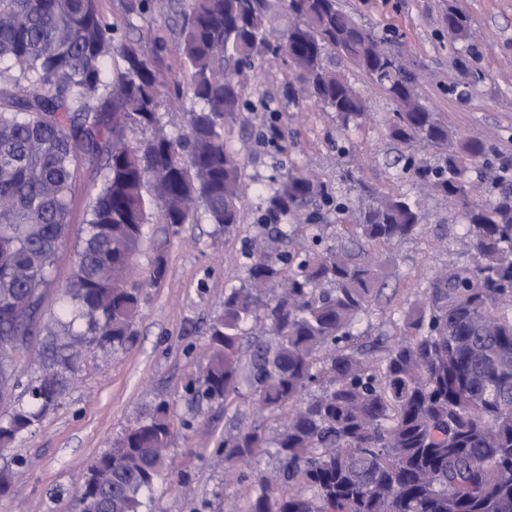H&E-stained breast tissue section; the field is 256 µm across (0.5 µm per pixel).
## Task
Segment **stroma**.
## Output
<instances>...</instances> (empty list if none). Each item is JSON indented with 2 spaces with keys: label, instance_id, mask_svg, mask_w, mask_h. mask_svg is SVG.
<instances>
[{
  "label": "stroma",
  "instance_id": "1",
  "mask_svg": "<svg viewBox=\"0 0 512 512\" xmlns=\"http://www.w3.org/2000/svg\"><path fill=\"white\" fill-rule=\"evenodd\" d=\"M339 5L379 38L402 46L420 94L443 123L461 137L488 142L498 158L512 161V0H339ZM452 11L466 18L471 41L451 43ZM324 63L363 94L369 120L340 135L334 112L310 102L295 105L283 66L248 81L246 100H265L276 111L283 138L274 146L261 144L260 112L233 131L230 144L245 162L242 223L227 232L202 219L172 237L166 277L160 287L143 290L136 334L126 349L88 353L60 407L0 450V468L17 467L9 494L0 496V512H78V488L89 462L162 400L191 427L171 449L169 467L143 493L142 512H240L239 488L225 482L224 465L212 450L232 426L259 425L269 433L275 426L250 410L236 418L216 404L188 403L183 386L195 370L193 352L204 348L212 320L223 311L225 288L246 279L260 188L285 164L306 167L333 184L354 158L368 186L415 191L413 183L396 178L394 163L405 148L386 133L391 99L336 50L326 51ZM95 175L94 166H85L76 186L71 235L59 248L55 281L45 290L43 325L54 324L64 302ZM423 212L420 235L387 252L384 295L357 326L362 343L384 338L417 283L467 256L460 214L438 196L426 198Z\"/></svg>",
  "mask_w": 512,
  "mask_h": 512
}]
</instances>
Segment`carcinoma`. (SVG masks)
<instances>
[{"mask_svg": "<svg viewBox=\"0 0 512 512\" xmlns=\"http://www.w3.org/2000/svg\"><path fill=\"white\" fill-rule=\"evenodd\" d=\"M274 2L122 0L126 19L179 18L182 85L160 65L167 37L151 28L127 37L101 0H0V397L20 386L28 396L0 419V446L60 405L85 353L115 352L134 336L141 291L167 270V238L152 241V264L137 269L150 211L168 235L202 215L226 230L240 223L244 164L227 134L257 111L244 100L247 72L281 56L290 93L336 112L345 135L362 126V94L323 64L332 47L393 101L388 136L438 156L436 165L406 156L398 171L463 212L468 259L428 279L392 342L359 344L355 326L382 293L379 251L417 236L423 212L346 168L340 181L371 198L350 218L327 183L291 166L258 210L266 248L250 255L246 283L224 292L185 394L235 414L246 403L277 423L272 438L244 427L216 449L225 480L240 486L242 512H512V163L491 171L489 147L458 136L422 101L400 46L358 25L337 0H280L296 21L276 34ZM448 34L467 41L466 19L448 13ZM185 97L193 102L186 132L173 137L160 101ZM92 160L103 165L60 329L45 342L48 364L27 379L11 337L26 343L41 332L43 289ZM486 181L491 195L474 197L473 184ZM317 203L334 208L357 248L322 247L317 210L299 225L306 248L275 247L280 225ZM251 322L264 338L249 341ZM190 427L169 402L157 403L86 467L79 509L88 508L82 491L94 488L95 512H141L142 493ZM271 448L276 478L249 471Z\"/></svg>", "mask_w": 512, "mask_h": 512, "instance_id": "1", "label": "carcinoma"}]
</instances>
